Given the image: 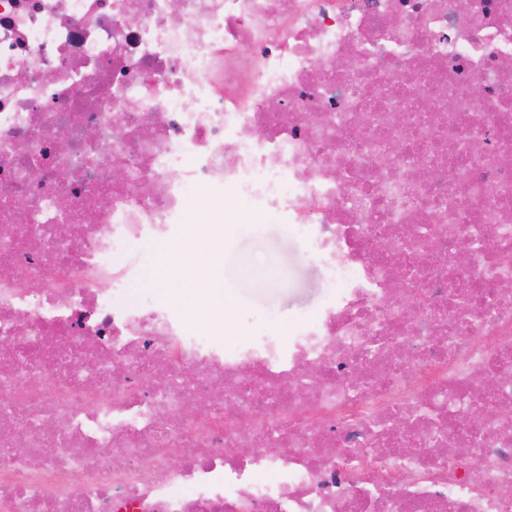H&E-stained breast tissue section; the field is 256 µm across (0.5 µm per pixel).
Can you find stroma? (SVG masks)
I'll use <instances>...</instances> for the list:
<instances>
[{"label": "stroma", "instance_id": "stroma-1", "mask_svg": "<svg viewBox=\"0 0 512 512\" xmlns=\"http://www.w3.org/2000/svg\"><path fill=\"white\" fill-rule=\"evenodd\" d=\"M224 238L220 262L197 276L221 291V313L191 308V319L216 338L238 334L246 319L261 316L274 330L287 332L317 310L328 290L322 267L306 256L290 225L258 221L231 226L207 224Z\"/></svg>", "mask_w": 512, "mask_h": 512}]
</instances>
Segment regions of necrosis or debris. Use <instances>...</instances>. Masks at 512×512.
Listing matches in <instances>:
<instances>
[{
    "mask_svg": "<svg viewBox=\"0 0 512 512\" xmlns=\"http://www.w3.org/2000/svg\"><path fill=\"white\" fill-rule=\"evenodd\" d=\"M227 214L287 335L139 285ZM0 512H512V0H0ZM199 238L205 228L212 236L207 252L224 254L220 262L200 269L197 276L221 289L222 319L196 306L191 321L207 327L222 340L239 334L246 319L262 316L282 333L301 317L317 310L328 291L322 267L307 257L289 224H195Z\"/></svg>",
    "mask_w": 512,
    "mask_h": 512,
    "instance_id": "obj_1",
    "label": "necrosis or debris"
}]
</instances>
